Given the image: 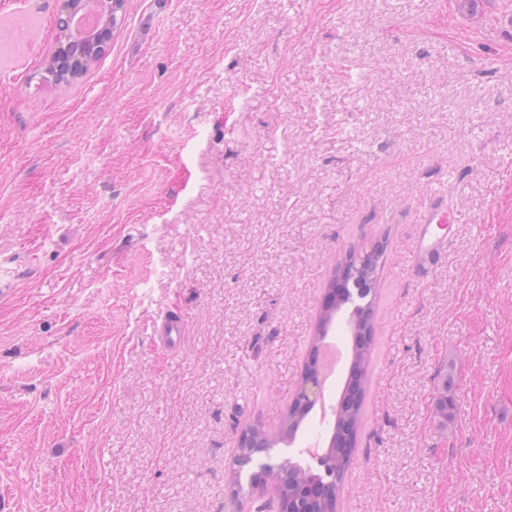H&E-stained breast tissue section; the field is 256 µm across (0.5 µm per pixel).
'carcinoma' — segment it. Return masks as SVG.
I'll return each instance as SVG.
<instances>
[{
    "instance_id": "obj_1",
    "label": "carcinoma",
    "mask_w": 512,
    "mask_h": 512,
    "mask_svg": "<svg viewBox=\"0 0 512 512\" xmlns=\"http://www.w3.org/2000/svg\"><path fill=\"white\" fill-rule=\"evenodd\" d=\"M125 16L123 0H112L110 4L105 2L98 27L114 30L124 22ZM64 18L65 14L62 13L57 20L59 41L73 42V46L82 51V56L73 63L53 51L49 53L42 68L41 82L52 88L69 87L80 82L107 52L105 43L92 39L85 42L75 39L72 28L64 25ZM382 257L383 250L378 246L365 256L349 253L336 268L320 309V322L327 324L336 321L344 306L342 296L336 293V285L351 275L356 279L357 286L364 289L369 297L353 316L355 330L350 336L351 361L338 399L333 445L327 448L324 464L306 467L288 459L275 464L264 462L248 478L250 483L258 478L278 485L282 498L288 501L290 512H312L315 506L318 507V512H336L345 475L353 465L370 372L374 343L373 304L378 294V270ZM435 410L443 425L448 424V419L453 417L455 404L448 398L446 378L443 379L441 396L437 399ZM309 413L310 409L298 405L295 400L292 401L281 420L279 430L269 433L264 428L255 426L254 441L263 440L269 448L281 442H294Z\"/></svg>"
}]
</instances>
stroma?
I'll return each mask as SVG.
<instances>
[{
    "mask_svg": "<svg viewBox=\"0 0 512 512\" xmlns=\"http://www.w3.org/2000/svg\"><path fill=\"white\" fill-rule=\"evenodd\" d=\"M58 13L0 0L37 26L0 69V512H257L239 432L278 426L380 243L337 512H512V0H128L55 89ZM437 187L458 222L417 280ZM64 18L65 14L60 12V16L57 20V28L61 34L57 44L59 42L66 43L67 38H69V41L73 42L72 46L79 48L83 53L82 56L78 58V61L73 63L72 61L70 62L67 57H63L73 52V48L69 44L58 46L57 51H59L62 56L55 54L56 46L54 47L49 53L47 62L40 73L42 84L52 88L69 87L83 80L90 72L92 66L104 56L108 49V43H99L93 39L90 40L88 37L92 33L80 38L82 34L76 32L78 19L74 21V34L79 39L87 38V42L85 44L84 39L76 40L73 37L71 26L68 27L64 25ZM82 61L83 64L80 66ZM185 332V322L181 317L163 312L153 323L151 340L157 347L170 352H178L182 348Z\"/></svg>",
    "mask_w": 512,
    "mask_h": 512,
    "instance_id": "1",
    "label": "stroma"
}]
</instances>
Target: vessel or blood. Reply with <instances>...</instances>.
<instances>
[{
    "instance_id": "obj_1",
    "label": "vessel or blood",
    "mask_w": 512,
    "mask_h": 512,
    "mask_svg": "<svg viewBox=\"0 0 512 512\" xmlns=\"http://www.w3.org/2000/svg\"><path fill=\"white\" fill-rule=\"evenodd\" d=\"M455 220L456 212L449 206L444 189H434L418 218L417 234L410 256L413 273L424 272L439 262L448 246V238L441 235L440 230ZM185 332V322L181 317L164 312L153 323L151 340L157 347L177 352L182 348Z\"/></svg>"
}]
</instances>
